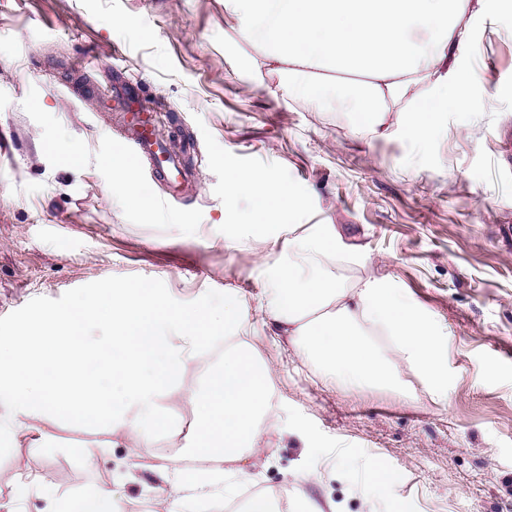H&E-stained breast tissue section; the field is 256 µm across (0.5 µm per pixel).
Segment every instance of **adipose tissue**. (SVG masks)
Masks as SVG:
<instances>
[{
	"label": "adipose tissue",
	"instance_id": "obj_1",
	"mask_svg": "<svg viewBox=\"0 0 512 512\" xmlns=\"http://www.w3.org/2000/svg\"><path fill=\"white\" fill-rule=\"evenodd\" d=\"M240 20L241 36L258 41L271 72L288 95L319 102V72L337 61L338 72L357 78L364 95L353 97L357 128L380 134L385 105L409 112L408 131L425 137L438 113L468 100L467 74L448 66L461 37L470 0H226ZM425 28L432 48L423 51L412 31ZM228 186L246 188L253 223H287L296 208L288 190L257 171H230ZM288 261L268 283L269 317L291 337L304 340L306 356L350 383L385 381L406 368L426 391L447 399L449 377L441 361L443 336L395 289L375 280L347 285L322 274L338 255L335 238L312 231L285 241ZM243 302L224 293V320L201 307L176 309L157 289L142 283L112 287L105 303L88 301L41 316L38 334L14 336L0 351V432L22 422L36 430L55 417L92 433L151 446L166 434L161 412L182 396L196 413L192 455L200 461H240L260 453L264 430L275 428L270 412L269 367L240 341ZM96 321L110 329L106 343L91 344ZM380 326L393 336L392 357L380 362L361 326ZM223 345L224 356L204 386L185 383L198 355ZM152 418L154 431H135Z\"/></svg>",
	"mask_w": 512,
	"mask_h": 512
}]
</instances>
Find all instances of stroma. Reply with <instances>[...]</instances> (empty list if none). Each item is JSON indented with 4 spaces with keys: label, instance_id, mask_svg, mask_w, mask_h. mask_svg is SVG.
I'll return each instance as SVG.
<instances>
[{
    "label": "stroma",
    "instance_id": "obj_1",
    "mask_svg": "<svg viewBox=\"0 0 512 512\" xmlns=\"http://www.w3.org/2000/svg\"><path fill=\"white\" fill-rule=\"evenodd\" d=\"M463 26L448 65L470 75L471 104L419 140L404 112L387 113L380 136L337 121L351 76L329 72L316 106L287 96L224 0H0V343L123 283L217 319L231 288L280 418L233 496L214 487L176 502L162 470L199 464L183 399L163 412L174 434L135 454L117 443L91 465L86 430L41 423L40 452L18 430L0 447V512H82L102 484L122 512H224L258 493L284 496L288 512L307 498L336 512H512V0H484ZM108 68L137 80L165 140L191 148L185 186L139 163L145 210L122 203L106 165L125 123ZM232 170L282 185L298 201L293 223L335 237L350 258L329 274L397 289L441 329L447 399L406 369L397 386L326 379L276 329L265 281L288 258L286 233L246 223ZM382 467L396 494L372 481Z\"/></svg>",
    "mask_w": 512,
    "mask_h": 512
}]
</instances>
